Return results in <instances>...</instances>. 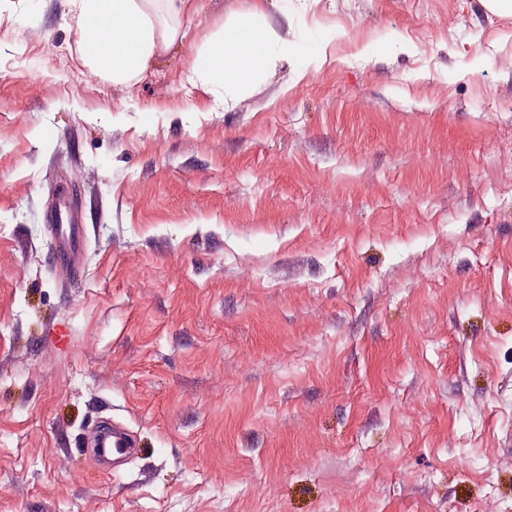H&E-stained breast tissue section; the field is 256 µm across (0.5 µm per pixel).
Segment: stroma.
<instances>
[{
	"label": "stroma",
	"mask_w": 512,
	"mask_h": 512,
	"mask_svg": "<svg viewBox=\"0 0 512 512\" xmlns=\"http://www.w3.org/2000/svg\"><path fill=\"white\" fill-rule=\"evenodd\" d=\"M258 5L299 54L211 109L190 56ZM74 14L0 9V512H512V13L191 0L123 90ZM53 244L54 263L63 275L74 278L80 272L78 257L85 246V228L80 208L66 188L58 194L46 215ZM96 448H99L102 454L108 452L114 454H123L125 450L133 447L131 434L122 426L115 425L110 429L99 432Z\"/></svg>",
	"instance_id": "1"
}]
</instances>
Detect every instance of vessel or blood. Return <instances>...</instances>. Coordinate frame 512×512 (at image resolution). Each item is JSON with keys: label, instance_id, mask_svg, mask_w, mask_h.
Instances as JSON below:
<instances>
[{"label": "vessel or blood", "instance_id": "vessel-or-blood-1", "mask_svg": "<svg viewBox=\"0 0 512 512\" xmlns=\"http://www.w3.org/2000/svg\"><path fill=\"white\" fill-rule=\"evenodd\" d=\"M49 235L53 244L54 263L62 274L77 276L80 272L78 257L85 246V228L81 211L69 190H61L46 215ZM101 453L121 454L132 448V437L121 426L99 432L96 442Z\"/></svg>", "mask_w": 512, "mask_h": 512}]
</instances>
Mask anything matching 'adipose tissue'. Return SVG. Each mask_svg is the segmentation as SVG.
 I'll use <instances>...</instances> for the list:
<instances>
[{
  "label": "adipose tissue",
  "instance_id": "1",
  "mask_svg": "<svg viewBox=\"0 0 512 512\" xmlns=\"http://www.w3.org/2000/svg\"><path fill=\"white\" fill-rule=\"evenodd\" d=\"M188 0H74L75 31L81 59L94 75L124 88L137 82L155 58L182 41ZM296 48L287 34L265 23L261 8L232 13L223 27L194 51L189 73L207 87L216 107H231L232 92Z\"/></svg>",
  "mask_w": 512,
  "mask_h": 512
}]
</instances>
